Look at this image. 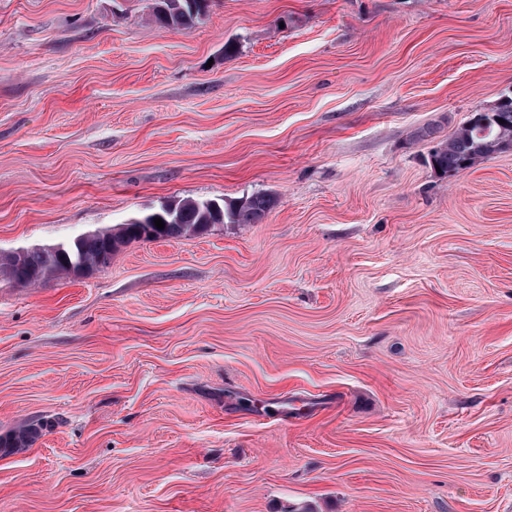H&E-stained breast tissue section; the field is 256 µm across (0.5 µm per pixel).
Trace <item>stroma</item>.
<instances>
[{"mask_svg": "<svg viewBox=\"0 0 512 512\" xmlns=\"http://www.w3.org/2000/svg\"><path fill=\"white\" fill-rule=\"evenodd\" d=\"M152 3L0 0V252L276 204L0 277V512H512V0ZM209 0H154L151 18L172 29L191 28L206 14ZM508 101L500 106V112H508L509 123L512 120V96H506ZM471 119L472 127L466 128V121L458 126L455 131L442 140L432 149L429 162L434 172L439 176H447L448 173H458L476 165L479 161L487 159L494 153L502 150L498 147L497 127L493 126L488 135L479 136L480 131L475 125L485 126L494 122L498 128V138L508 140L511 126L509 123H499L492 111L475 113ZM440 167V172H437ZM275 204L273 197L265 194L233 202L192 199L169 202L151 212L165 223L163 230L148 218H135L128 224L81 233L51 245L1 252L0 275L20 287L35 286L60 272L89 277L95 272L80 275L109 266L112 256L132 241L199 236L209 224H254ZM41 427L22 425L0 435V448H28L40 436Z\"/></svg>", "mask_w": 512, "mask_h": 512, "instance_id": "obj_1", "label": "stroma"}]
</instances>
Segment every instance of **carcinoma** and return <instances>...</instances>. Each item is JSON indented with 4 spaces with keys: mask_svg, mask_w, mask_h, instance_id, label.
Segmentation results:
<instances>
[{
    "mask_svg": "<svg viewBox=\"0 0 512 512\" xmlns=\"http://www.w3.org/2000/svg\"><path fill=\"white\" fill-rule=\"evenodd\" d=\"M209 0H154L152 20L166 28L186 29L206 14ZM497 129L487 135L465 125L432 149L429 162L446 176L472 168L500 151ZM276 204L273 197L256 194L225 202L183 199L162 205L151 215L162 219L164 229L153 224H118L71 236L57 243L0 253V275L20 287L35 286L45 279L65 272L76 276L99 271L110 265L112 256L132 241L199 236L209 224H254ZM41 427L22 425L0 435V448H29L40 436Z\"/></svg>",
    "mask_w": 512,
    "mask_h": 512,
    "instance_id": "1",
    "label": "carcinoma"
}]
</instances>
